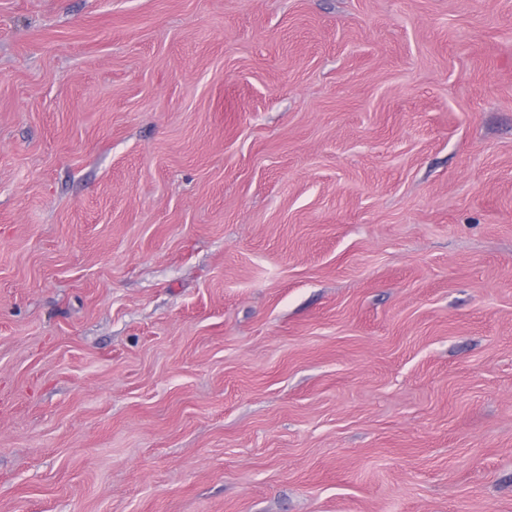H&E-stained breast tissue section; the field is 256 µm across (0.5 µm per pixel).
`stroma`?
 Returning a JSON list of instances; mask_svg holds the SVG:
<instances>
[{
    "instance_id": "35a3bbf8",
    "label": "stroma",
    "mask_w": 512,
    "mask_h": 512,
    "mask_svg": "<svg viewBox=\"0 0 512 512\" xmlns=\"http://www.w3.org/2000/svg\"><path fill=\"white\" fill-rule=\"evenodd\" d=\"M0 512H512V0H0Z\"/></svg>"
}]
</instances>
